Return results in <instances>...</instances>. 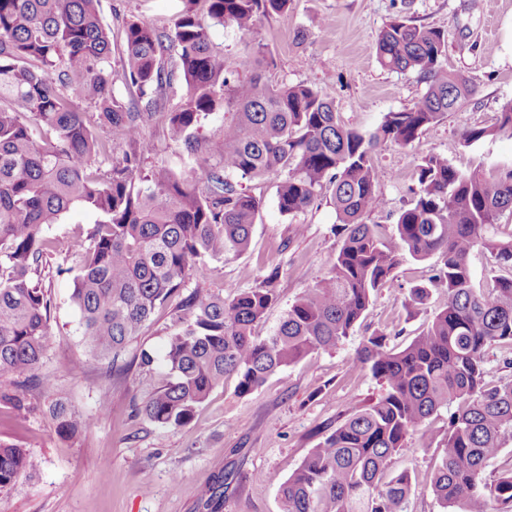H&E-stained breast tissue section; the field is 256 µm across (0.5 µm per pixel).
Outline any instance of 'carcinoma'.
<instances>
[{"instance_id":"1","label":"carcinoma","mask_w":512,"mask_h":512,"mask_svg":"<svg viewBox=\"0 0 512 512\" xmlns=\"http://www.w3.org/2000/svg\"><path fill=\"white\" fill-rule=\"evenodd\" d=\"M168 31L143 22L123 24L125 50L115 69L98 0H0V374L23 377L42 359L50 301L42 287L43 263L53 242L42 233L69 211L96 219L75 236L66 259L76 263L72 301L84 346L117 361L155 309L207 271L210 259L244 253L261 200L239 180L278 177L277 204L288 216L330 194L341 244L329 275L307 289L274 331L260 339L254 323L276 301L271 281L224 296L195 288L181 301L164 362L166 379L136 407L169 427L188 424L196 409L238 379L247 395L267 378L305 357L336 347L372 305L375 292L394 278L403 254L436 257L438 272L411 292L422 304L432 291L448 295L427 331L401 348L374 334L353 367L367 368L385 385L376 402L354 406L280 486L284 512H405L411 476L389 480L390 459L406 450L413 432L455 403L435 464L431 489L443 512H512V463L483 476L512 438V381L488 379L487 350L512 347V233L497 236L512 215V167L462 172L436 153L421 158L410 203L396 216L394 242L370 224L386 207L377 190L372 152L381 143L408 147L422 132L474 99L472 77L448 71L445 32L396 16L376 39L380 64L418 73L426 83L411 107L388 112L364 134L344 124L333 101L304 83L269 85L262 48L238 63L249 73L233 79L212 28L229 22L248 34L260 14L282 13L291 0H182ZM176 52L173 68L163 53ZM181 70L184 103L173 112L157 102ZM136 88L144 111L133 112L114 92L115 73ZM232 105L237 120L201 146L195 132L217 108ZM162 118L175 142L204 163L188 176L144 171L152 152L143 130ZM109 135H97L96 127ZM512 137V101L494 125L470 127L467 143ZM127 146L114 155V140ZM476 247L508 275L485 290L471 285L468 259ZM53 413L64 432L88 419L63 406ZM36 469L22 448L0 444V491ZM224 497L220 476L205 506Z\"/></svg>"}]
</instances>
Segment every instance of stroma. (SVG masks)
<instances>
[{
	"instance_id": "35a3bbf8",
	"label": "stroma",
	"mask_w": 512,
	"mask_h": 512,
	"mask_svg": "<svg viewBox=\"0 0 512 512\" xmlns=\"http://www.w3.org/2000/svg\"><path fill=\"white\" fill-rule=\"evenodd\" d=\"M181 8L180 0H100L102 20L112 30L113 56L123 48L124 21L169 30ZM398 14L443 30L448 69L476 78L479 90L463 111L426 128L411 146L383 144L374 152L377 189L387 207L370 221L388 236L411 197L415 168L427 154H441L463 172L512 166V137L471 144L461 138L466 127L492 125L512 100V0H292L287 12L260 16L251 34L229 23L212 31L229 66L263 47L269 58L262 70L265 82L311 85L333 99L345 123L369 134L386 113L411 107L426 89L417 74L390 71L377 59L375 40ZM145 137L154 146L146 169L187 175L197 168L198 156L171 141L162 124L147 127ZM241 185L262 200L249 250L231 260L209 261L207 275L188 286L228 295L271 283L277 300L254 327L255 336L263 338L305 290L328 275L340 238L332 232L337 219L329 198L292 217L277 207L275 177L245 179ZM94 220L93 213L76 210L44 227V236L56 246L53 262L63 260L70 239ZM436 268L433 258H403L364 321L335 349L275 372L245 396L237 392L236 377L226 378L193 420L178 428L135 412L165 378L162 360L177 300L156 309L114 363L94 357L81 341L72 276L46 274L51 307L41 363L25 381L0 375V443L26 449L38 467L0 491V512H208L201 490L217 475L224 478L219 512H283L279 488L308 449L336 428L349 407L375 402L384 392L370 371L352 366L364 339L381 332L391 343L406 345L445 305L446 296L436 291L422 304L410 299L412 288L427 284ZM143 350L156 359L152 370L132 364ZM45 379L52 391L42 388ZM12 395L22 398L23 414L9 404ZM55 399L89 417V424L73 433L61 431L49 412ZM449 415V408L440 409L428 421L431 439L412 435L407 451L391 459L389 474L405 471L412 478L406 512H441L431 480Z\"/></svg>"
}]
</instances>
